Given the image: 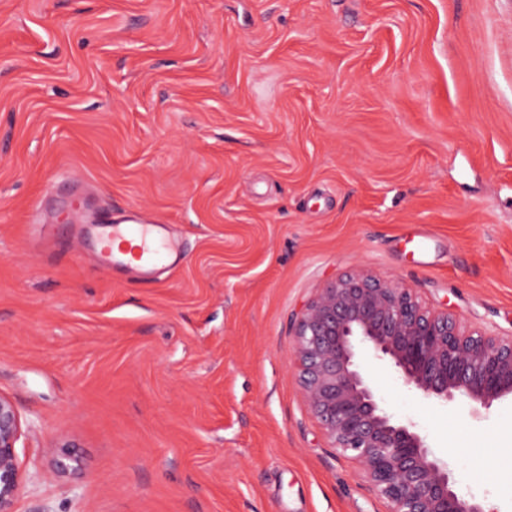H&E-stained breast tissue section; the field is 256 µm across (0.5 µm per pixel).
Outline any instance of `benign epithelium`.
<instances>
[{
  "label": "benign epithelium",
  "instance_id": "7a95c632",
  "mask_svg": "<svg viewBox=\"0 0 512 512\" xmlns=\"http://www.w3.org/2000/svg\"><path fill=\"white\" fill-rule=\"evenodd\" d=\"M299 389L330 447L359 466L388 512H485L454 489L452 470L420 434L377 402L369 368L393 366L418 397L464 402L475 416L512 400V335L471 332L447 310L421 305L411 289L360 268L307 302L294 323ZM23 424L0 395V512L22 487L16 443Z\"/></svg>",
  "mask_w": 512,
  "mask_h": 512
}]
</instances>
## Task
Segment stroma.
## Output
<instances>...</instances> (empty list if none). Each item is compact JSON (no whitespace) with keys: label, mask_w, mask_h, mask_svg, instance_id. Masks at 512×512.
Here are the masks:
<instances>
[{"label":"stroma","mask_w":512,"mask_h":512,"mask_svg":"<svg viewBox=\"0 0 512 512\" xmlns=\"http://www.w3.org/2000/svg\"><path fill=\"white\" fill-rule=\"evenodd\" d=\"M76 188L166 225L177 266H99ZM358 268L512 334V0H0L14 512H388L293 368L297 314ZM370 380L460 495L512 512L511 403Z\"/></svg>","instance_id":"obj_1"}]
</instances>
